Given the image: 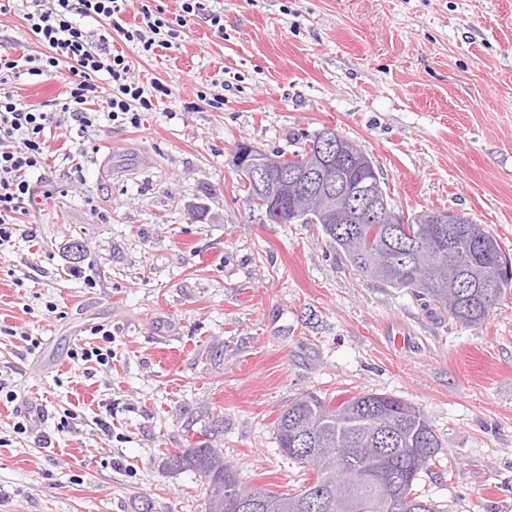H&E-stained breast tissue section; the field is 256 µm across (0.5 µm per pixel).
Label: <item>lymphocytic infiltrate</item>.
Wrapping results in <instances>:
<instances>
[{
	"instance_id": "f902f5d3",
	"label": "lymphocytic infiltrate",
	"mask_w": 512,
	"mask_h": 512,
	"mask_svg": "<svg viewBox=\"0 0 512 512\" xmlns=\"http://www.w3.org/2000/svg\"><path fill=\"white\" fill-rule=\"evenodd\" d=\"M126 6L127 0H0L1 14L22 11L42 47L36 55H0V243L10 241L15 218L31 196L30 179L45 167L52 126L73 121L84 130L121 115L134 123L140 113L153 109L158 96L166 95L159 82L130 80L128 60L111 54L107 36L84 25L88 19L109 22L145 53L172 47L178 29L146 4L139 24L124 27ZM63 67L69 71L68 90L54 109L15 97L12 85L20 76L39 81ZM103 74L110 80L106 89L99 83Z\"/></svg>"
}]
</instances>
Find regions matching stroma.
<instances>
[{
	"label": "stroma",
	"mask_w": 512,
	"mask_h": 512,
	"mask_svg": "<svg viewBox=\"0 0 512 512\" xmlns=\"http://www.w3.org/2000/svg\"><path fill=\"white\" fill-rule=\"evenodd\" d=\"M212 7L223 32L198 17L151 55L111 35L131 78L170 96L136 125L52 130L0 246V512H205L204 479L169 461L200 444L286 492L305 474L278 447L281 413L364 392L431 420L443 448L419 493L512 512V289L455 324L358 275L320 225L250 210L232 163L236 144L288 154L331 126L396 210L465 214L512 251V0ZM41 50L0 14V53ZM72 241L88 250L73 269ZM93 346L108 363L74 358Z\"/></svg>",
	"instance_id": "1"
}]
</instances>
